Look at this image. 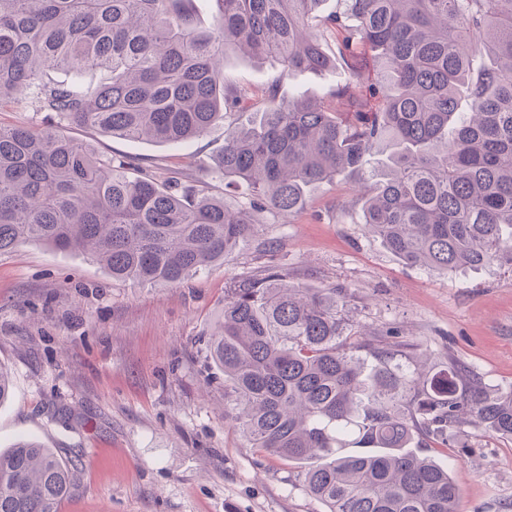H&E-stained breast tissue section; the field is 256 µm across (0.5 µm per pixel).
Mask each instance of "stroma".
Returning <instances> with one entry per match:
<instances>
[{
  "label": "stroma",
  "mask_w": 512,
  "mask_h": 512,
  "mask_svg": "<svg viewBox=\"0 0 512 512\" xmlns=\"http://www.w3.org/2000/svg\"><path fill=\"white\" fill-rule=\"evenodd\" d=\"M279 66L227 56L228 82L259 92ZM344 65L283 79L280 94L329 103ZM226 121L184 144L65 135L104 156L180 172L249 206L214 173ZM365 176L312 185L303 210H264L252 236L174 285L112 281L90 257L30 245L0 253V450L32 437L76 471L59 512H325L296 466L248 448L224 413L209 358L224 288L281 267L289 283L343 288L366 340L402 350L407 372L458 368L491 392L512 389V262L441 274L410 266L359 221ZM419 453L452 466L459 512H512V440L461 424L454 445Z\"/></svg>",
  "instance_id": "stroma-1"
}]
</instances>
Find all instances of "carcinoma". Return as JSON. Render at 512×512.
I'll list each match as a JSON object with an SVG mask.
<instances>
[{
    "instance_id": "1",
    "label": "carcinoma",
    "mask_w": 512,
    "mask_h": 512,
    "mask_svg": "<svg viewBox=\"0 0 512 512\" xmlns=\"http://www.w3.org/2000/svg\"><path fill=\"white\" fill-rule=\"evenodd\" d=\"M0 0V106L28 99L57 127L0 125V252L22 244L80 252L112 280L180 283L224 260L265 209L293 213L305 188L359 171L380 146L361 223L402 261L452 272L512 260V0ZM367 46L377 76L348 66L336 107L285 100L297 70L336 67ZM235 51L280 62L260 97L224 80ZM482 51L492 65L478 72ZM67 69L68 82L49 78ZM110 73L89 92L79 76ZM258 120L224 130L216 174L256 203L231 208L199 180L130 171L60 127L181 143L254 101ZM341 288H301L270 265L224 291L210 358L224 407L251 448L300 468L328 512H456L449 467L409 451L441 448L467 416L512 439V391L493 394L445 369L413 376L392 350L357 340ZM363 351L362 358L357 352ZM50 448L21 438L0 451V512H58L75 490Z\"/></svg>"
}]
</instances>
